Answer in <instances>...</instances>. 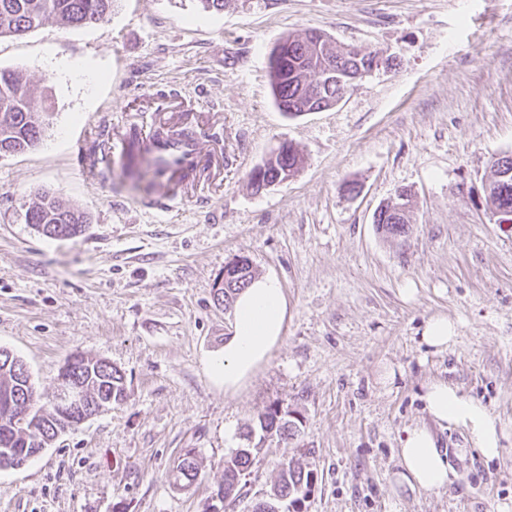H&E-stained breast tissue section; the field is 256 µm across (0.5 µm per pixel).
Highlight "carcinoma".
<instances>
[{"mask_svg": "<svg viewBox=\"0 0 512 512\" xmlns=\"http://www.w3.org/2000/svg\"><path fill=\"white\" fill-rule=\"evenodd\" d=\"M114 0H0V36H20L43 24L51 17L69 27L106 26L112 15ZM342 46L326 35L313 41L308 36L281 38L269 56L271 87L278 109L287 117L316 109H329L342 99L348 85L320 86L317 68L322 62H335ZM46 111L27 83L15 72L0 69V155L35 149L41 140V128L33 120V113ZM130 146L137 153L129 155L126 173L139 182L154 186L161 173L140 146L138 134L128 135ZM303 165L298 150L273 153L264 162V182H250L259 192L268 185L283 181L288 173H297ZM26 223L49 239H73L80 236L88 224V216L66 206L48 191L38 194V201L25 214ZM253 271L224 267V285L213 289V298L222 301L224 308L233 306L237 296L252 281ZM21 359L11 351L0 349V466L15 452H25L31 459L54 443V428L60 424L71 430L84 423L78 410L60 411L55 403H42L40 394L30 376L21 373L17 363ZM66 365L69 376L86 386L92 398L119 403L126 397L125 377L122 371L108 367L106 360L75 354ZM299 419L289 413L281 414L275 406H268L259 414L256 425L247 436L268 434L290 436L298 431ZM259 446L238 448L224 460V482L218 489L228 493L247 472L259 453ZM175 483L190 486L200 478V467L194 449L190 448L178 459L172 471ZM317 481L314 471L297 459L284 460L277 482L267 498L277 504L306 499Z\"/></svg>", "mask_w": 512, "mask_h": 512, "instance_id": "cac0c4a2", "label": "carcinoma"}]
</instances>
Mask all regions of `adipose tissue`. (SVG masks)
<instances>
[{
	"label": "adipose tissue",
	"mask_w": 512,
	"mask_h": 512,
	"mask_svg": "<svg viewBox=\"0 0 512 512\" xmlns=\"http://www.w3.org/2000/svg\"><path fill=\"white\" fill-rule=\"evenodd\" d=\"M288 318V300L276 278L253 279L237 297L233 310V333L212 358L213 377L225 393L242 390L265 364L281 341ZM430 421L409 429L399 456L403 477L425 491L448 483V457L438 446L434 425L464 427L474 448L488 460L500 454V434L485 408L471 397L438 380L425 385L422 395Z\"/></svg>",
	"instance_id": "adipose-tissue-1"
}]
</instances>
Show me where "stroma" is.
<instances>
[{"label": "stroma", "mask_w": 512, "mask_h": 512, "mask_svg": "<svg viewBox=\"0 0 512 512\" xmlns=\"http://www.w3.org/2000/svg\"><path fill=\"white\" fill-rule=\"evenodd\" d=\"M317 29L391 58L322 112L274 104L276 42ZM82 62L75 76L62 63ZM0 68L30 81L34 150L0 156V348L50 399L72 355L126 376L124 402L18 469H0V512H203L224 460L272 404L297 414L291 438L267 440L224 512H251L295 457L317 482L307 512H501L512 507V224L489 211L490 162L512 153V0H117L104 27L47 21L0 37ZM224 170L185 190L165 215L140 210L123 175L98 180L71 161L76 142L151 126L173 95ZM299 174L261 192L252 170L280 142ZM50 191L88 213L85 232L49 239L27 224ZM411 196L410 230H377L376 210ZM247 257L281 283L288 321L247 387L226 394L209 362L233 315L213 303L217 277ZM457 324L445 352L422 344L426 321ZM444 380L501 429L485 459L465 429L436 428L446 487L401 479L406 430L428 422L423 386ZM194 449L202 477L170 472Z\"/></svg>", "instance_id": "stroma-1"}]
</instances>
